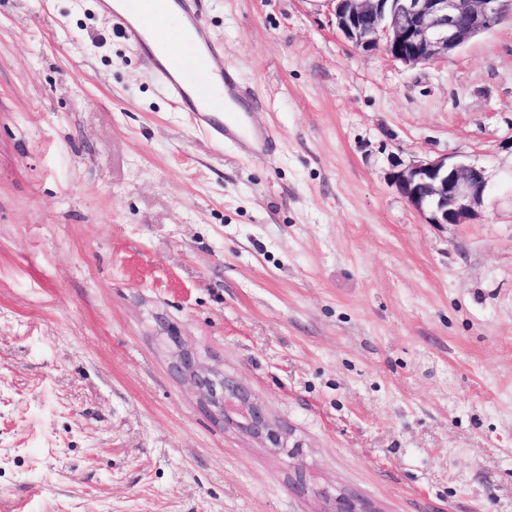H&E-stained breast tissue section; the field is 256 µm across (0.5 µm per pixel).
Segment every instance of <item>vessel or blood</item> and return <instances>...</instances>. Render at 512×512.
<instances>
[{
  "label": "vessel or blood",
  "instance_id": "obj_1",
  "mask_svg": "<svg viewBox=\"0 0 512 512\" xmlns=\"http://www.w3.org/2000/svg\"><path fill=\"white\" fill-rule=\"evenodd\" d=\"M168 4L179 20L174 31L167 28L163 18L151 16L147 0H98L113 29L139 51L196 130L244 155L261 156L277 133L268 127H254L246 110L252 92L235 78L223 46L202 16L199 0H168ZM187 50L201 74L194 82L183 75L182 55Z\"/></svg>",
  "mask_w": 512,
  "mask_h": 512
}]
</instances>
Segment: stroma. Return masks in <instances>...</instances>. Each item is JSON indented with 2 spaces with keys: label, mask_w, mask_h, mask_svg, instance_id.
Wrapping results in <instances>:
<instances>
[{
  "label": "stroma",
  "mask_w": 512,
  "mask_h": 512,
  "mask_svg": "<svg viewBox=\"0 0 512 512\" xmlns=\"http://www.w3.org/2000/svg\"><path fill=\"white\" fill-rule=\"evenodd\" d=\"M254 121L195 131L96 0H0V512H512V21L407 66L328 0H203ZM483 167L429 224L394 163ZM179 337L287 448L224 426ZM293 467L299 478L297 489L302 493L310 491L315 497L319 498L324 504L321 512H381L372 502L363 497L346 492H337L333 495L325 488L309 486L303 465L297 463Z\"/></svg>",
  "instance_id": "stroma-1"
}]
</instances>
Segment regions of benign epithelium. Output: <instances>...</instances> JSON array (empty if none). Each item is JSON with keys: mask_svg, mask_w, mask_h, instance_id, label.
Listing matches in <instances>:
<instances>
[{"mask_svg": "<svg viewBox=\"0 0 512 512\" xmlns=\"http://www.w3.org/2000/svg\"><path fill=\"white\" fill-rule=\"evenodd\" d=\"M336 28L355 47L380 50L405 65L445 59L471 40L512 17V0H329ZM397 192L429 224H464L486 190L484 170L439 157L391 173ZM178 373L195 384L217 419L260 440L273 453L287 447L290 432L273 423L263 406L240 384L203 368L188 350L174 355ZM297 489L311 492L320 512H380L367 499L346 492L329 493L308 485L304 467L294 464Z\"/></svg>", "mask_w": 512, "mask_h": 512, "instance_id": "7a95c632", "label": "benign epithelium"}]
</instances>
